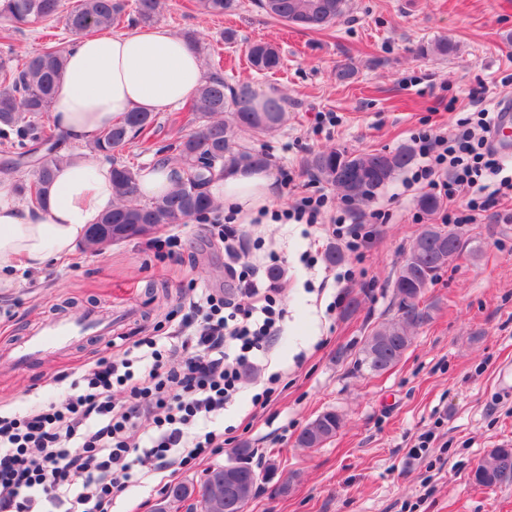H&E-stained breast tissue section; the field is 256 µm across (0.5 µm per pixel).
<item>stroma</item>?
Segmentation results:
<instances>
[{"instance_id":"1","label":"stroma","mask_w":512,"mask_h":512,"mask_svg":"<svg viewBox=\"0 0 512 512\" xmlns=\"http://www.w3.org/2000/svg\"><path fill=\"white\" fill-rule=\"evenodd\" d=\"M177 34H195L205 75L221 73L251 82L259 93L283 92L285 123L257 137L235 129L236 143L266 153L274 176L289 173L294 188H280L279 203L292 209L304 195L324 194L326 214L351 207L335 186L316 178L309 158L330 147L392 152L413 134L451 131L472 108L471 92L489 89L498 106L512 99V0H349L346 15L329 30L312 32L268 17L256 0L215 16L194 0H163L156 19ZM234 40H225V32ZM63 19L14 29L0 22V53L34 52L45 44L68 45ZM274 44L282 68L261 77L250 68L249 42ZM448 39L456 55L420 56V44ZM351 65V82H337V65ZM185 110L158 112L150 150L132 143L123 152L134 169L176 156L190 133ZM422 190H404L394 179L365 212H386L382 224L364 225L369 245L325 259L336 241L325 224L281 221L257 224L256 254L276 252L279 300L287 311L268 363L245 375V386L224 412L225 443L176 481L201 482L234 448H255L256 471L275 463L290 481L275 494L260 482L246 512H512V485L481 487L471 474L490 448L512 446V399L500 394V371L512 366V202H501L475 223L456 230L463 250L426 288L421 308L428 321L412 331V343L388 370L357 369L363 343L376 326L395 317L393 292L404 253L424 225L441 211L423 212ZM350 272L346 288L333 275ZM235 283L207 220L187 219L152 235L99 250L76 249L43 270L21 273L14 288L0 289V408L23 413L70 394L56 383L61 371L113 354L107 336L91 338L15 369L14 343L56 317L94 308L108 314L137 309L127 335L160 337L161 348L182 316L180 304L208 291L232 294ZM278 375L269 405L254 409L255 384ZM343 419L337 435L318 448L296 437L319 414ZM432 440L413 456L424 433Z\"/></svg>"}]
</instances>
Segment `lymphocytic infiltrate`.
I'll list each match as a JSON object with an SVG mask.
<instances>
[{
	"label": "lymphocytic infiltrate",
	"mask_w": 512,
	"mask_h": 512,
	"mask_svg": "<svg viewBox=\"0 0 512 512\" xmlns=\"http://www.w3.org/2000/svg\"><path fill=\"white\" fill-rule=\"evenodd\" d=\"M488 92L473 91L475 110L453 132L414 136L419 162L405 185L438 191L448 223L475 222L512 198V167L489 143ZM461 199L463 216L455 210ZM216 230L236 292L190 301L178 324L183 340L170 350L175 365H165L155 337L144 336L86 366L66 401L0 413V512H112L144 476L193 467L223 448L217 421L244 371L282 331L286 310L262 285L240 225ZM116 386L124 402L113 399Z\"/></svg>",
	"instance_id": "1"
}]
</instances>
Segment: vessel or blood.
Segmentation results:
<instances>
[{"label":"vessel or blood","instance_id":"1","mask_svg":"<svg viewBox=\"0 0 512 512\" xmlns=\"http://www.w3.org/2000/svg\"><path fill=\"white\" fill-rule=\"evenodd\" d=\"M512 127V104L500 105L495 112V122L490 143L505 159H512V141L503 136L504 129ZM126 315L101 317L94 311L82 310L61 319L43 324L36 333L24 337L12 350L15 366H26L43 354L66 348L88 335H111L115 326L125 323Z\"/></svg>","mask_w":512,"mask_h":512}]
</instances>
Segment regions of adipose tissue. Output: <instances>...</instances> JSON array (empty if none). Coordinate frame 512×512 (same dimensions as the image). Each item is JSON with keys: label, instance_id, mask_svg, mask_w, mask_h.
I'll list each match as a JSON object with an SVG mask.
<instances>
[{"label": "adipose tissue", "instance_id": "1", "mask_svg": "<svg viewBox=\"0 0 512 512\" xmlns=\"http://www.w3.org/2000/svg\"><path fill=\"white\" fill-rule=\"evenodd\" d=\"M203 81L197 53L161 26L73 37L50 119L82 142L133 111L157 112L195 94ZM225 213L257 214L277 195L264 170L226 173L211 187ZM113 202L110 167L99 159L59 164L45 207L23 206L13 180H0V288L20 270L39 271L72 255Z\"/></svg>", "mask_w": 512, "mask_h": 512}]
</instances>
